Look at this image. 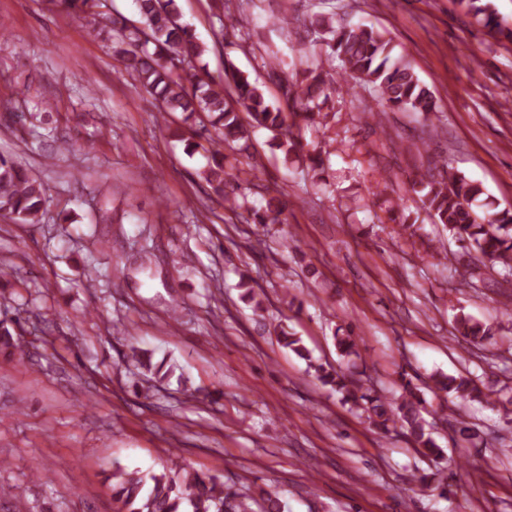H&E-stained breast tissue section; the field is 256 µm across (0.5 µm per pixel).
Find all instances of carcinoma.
Here are the masks:
<instances>
[{
  "label": "carcinoma",
  "instance_id": "cac0c4a2",
  "mask_svg": "<svg viewBox=\"0 0 512 512\" xmlns=\"http://www.w3.org/2000/svg\"><path fill=\"white\" fill-rule=\"evenodd\" d=\"M69 11L91 20L92 32L110 42L113 52L125 60L128 75L159 104L167 114L179 112L182 122L191 128L214 131L208 136L206 166L198 173L210 192L224 199V208L247 214L246 221L254 224H277L288 210L283 194L268 187L261 192V204L250 202L241 187L257 177V167L224 171V149L246 151L251 129L262 127L272 133L276 146L290 154L303 148L300 132L323 124L328 114L323 112L329 102L330 83L313 71L301 81H290L279 74V63L266 62L270 76L277 79L279 97L270 100L257 82L232 67L224 68V82L214 81L203 63L208 46L195 31L181 21L177 0H134L137 18L132 19L109 5L110 0L96 4L89 12L88 0H60ZM461 7L477 19L488 34L512 43V29L501 25L486 0H459ZM219 26L214 29L215 43L224 44V34L234 31L238 19L224 0H216ZM296 24L338 58L351 90L364 89L398 110L429 114L436 111L433 91L419 78L410 62L392 58L394 45L385 30L373 25L336 23L333 17L317 16L309 20L285 18ZM244 109L251 122L241 121L239 109ZM410 192L420 195L423 209L434 223L448 232L459 247L496 269L502 282L512 279V210L501 209L485 197L480 184L466 176L452 173L438 176L426 170L409 179ZM47 204L43 184L28 169L10 156L0 154V212L13 216L18 224L40 222ZM455 330L463 341L483 347L490 343L492 327L461 313L456 317ZM25 329L20 319L0 320V350L10 356L23 353L20 337ZM341 355L359 356L352 332L334 335ZM279 344L308 361L316 378L324 386L342 394L369 424L388 435L399 429L406 441L422 456L437 463L446 452L433 437L424 417L428 413L424 390L453 394L465 402L498 407L512 412V389L498 390L481 378L460 374H435L430 382L416 384L407 374H401L400 394L386 395L364 386L325 364L311 361L302 339L284 329ZM128 360L138 373L153 380H164L173 373L166 360L153 361L147 350L133 349ZM457 440L473 444L480 438L476 428L463 418L450 423ZM112 480L115 512H284L285 504L278 495L261 491L260 498L231 490L219 477L195 470L187 465L165 467L158 472L143 474L119 464L108 476ZM416 481L423 486L435 485L439 494L451 492L453 476L441 469L421 474Z\"/></svg>",
  "mask_w": 512,
  "mask_h": 512
}]
</instances>
